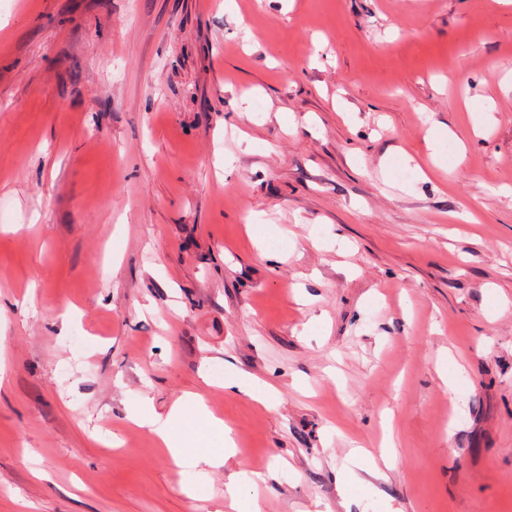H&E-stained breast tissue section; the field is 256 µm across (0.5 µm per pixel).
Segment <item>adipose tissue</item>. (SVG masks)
I'll use <instances>...</instances> for the list:
<instances>
[{"label": "adipose tissue", "mask_w": 512, "mask_h": 512, "mask_svg": "<svg viewBox=\"0 0 512 512\" xmlns=\"http://www.w3.org/2000/svg\"><path fill=\"white\" fill-rule=\"evenodd\" d=\"M130 414L137 424L157 435L178 463L199 475L222 467L235 453L232 428L210 411L200 395L178 399L168 411L160 413L148 397L136 394Z\"/></svg>", "instance_id": "ef3b65f1"}]
</instances>
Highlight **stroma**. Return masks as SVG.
Returning a JSON list of instances; mask_svg holds the SVG:
<instances>
[{"label":"stroma","instance_id":"stroma-1","mask_svg":"<svg viewBox=\"0 0 512 512\" xmlns=\"http://www.w3.org/2000/svg\"><path fill=\"white\" fill-rule=\"evenodd\" d=\"M0 361V512H512V0H0ZM213 376L216 379L224 377V390L257 399L266 404L271 403L277 393L273 385L260 382L242 372L230 373L224 376L223 368L216 367L213 369ZM130 414L137 424L157 435L178 463L191 467L198 475L207 476L235 454L232 428L216 417L198 394L178 399L165 413L157 412L148 397L136 394L132 396ZM194 438L220 449L192 450L189 445Z\"/></svg>","mask_w":512,"mask_h":512}]
</instances>
